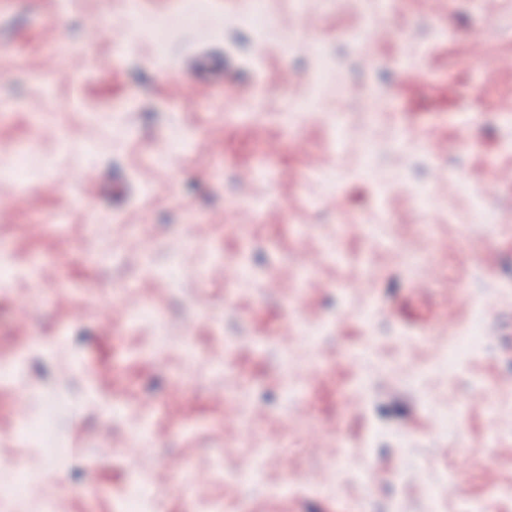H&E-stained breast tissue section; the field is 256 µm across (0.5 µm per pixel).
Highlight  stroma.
<instances>
[{"mask_svg": "<svg viewBox=\"0 0 512 512\" xmlns=\"http://www.w3.org/2000/svg\"><path fill=\"white\" fill-rule=\"evenodd\" d=\"M140 3L0 0V483L512 512V0ZM482 327L480 324L473 325L466 333H464L460 338L459 342L456 345V350L448 359V351L443 354V364L446 368L448 366H452L454 362V357L459 359L463 355L468 353L477 351L478 348L482 345L483 334Z\"/></svg>", "mask_w": 512, "mask_h": 512, "instance_id": "1", "label": "stroma"}]
</instances>
